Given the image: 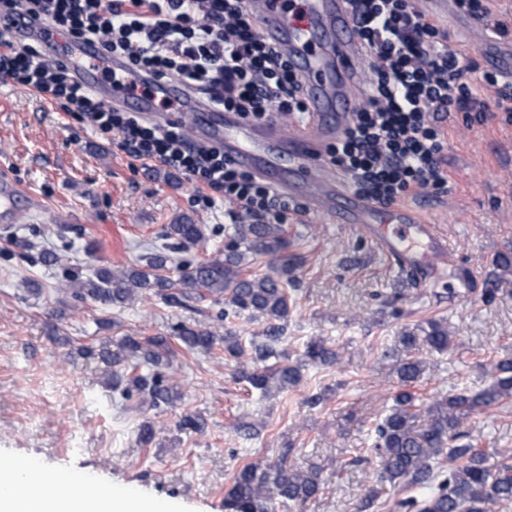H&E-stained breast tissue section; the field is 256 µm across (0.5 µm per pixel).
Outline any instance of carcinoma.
<instances>
[{"label":"carcinoma","mask_w":512,"mask_h":512,"mask_svg":"<svg viewBox=\"0 0 512 512\" xmlns=\"http://www.w3.org/2000/svg\"><path fill=\"white\" fill-rule=\"evenodd\" d=\"M163 237L170 245L144 256L137 263L114 269L102 266L92 274L67 277L62 292L80 303L94 302L104 308L123 307L151 297L185 306L210 301L216 318L229 320L247 316L261 319L264 336L251 342L250 364L240 336L229 330L222 336L225 363L235 368L252 389L266 393L276 387L297 385L307 366L333 367L339 351L322 337L311 338L298 358L292 360L281 348L290 313L288 289L296 287L295 272L300 257L291 252L282 224H237L225 234L224 246L196 261H174L181 253L206 242L205 225L188 219L168 224ZM265 259L264 267L245 273L248 258ZM175 339L187 350L209 349L217 337L201 326L180 325ZM403 344L443 353L453 343L448 325L431 321L420 332L402 336ZM88 354L105 365L107 388L127 413L144 416L138 428L141 444L151 443V411L171 408L183 394L170 376L174 351L168 336L143 338L126 333L105 339ZM421 372V362L403 360L396 368L399 389L394 405L370 433V451L378 460L372 484L359 512H374L386 506L381 501L390 490L409 495L394 502L397 512H507L512 507V449H494L503 457L489 465V454L466 442L465 425L471 415L512 397V357H504L486 368L487 386L476 392L463 389L442 397L427 408L423 423L412 411L413 396L407 390ZM201 415L182 416L179 428L188 433L203 431ZM290 449L274 462H251L238 469L224 494V512H278L281 507L317 497L325 479L322 469L299 470L287 463ZM457 463L444 468L443 459Z\"/></svg>","instance_id":"1"}]
</instances>
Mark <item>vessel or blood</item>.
Here are the masks:
<instances>
[{"label": "vessel or blood", "mask_w": 512, "mask_h": 512, "mask_svg": "<svg viewBox=\"0 0 512 512\" xmlns=\"http://www.w3.org/2000/svg\"><path fill=\"white\" fill-rule=\"evenodd\" d=\"M423 2L443 18L458 21L474 44L485 43L488 23L463 14L458 0ZM255 10L263 34L281 44L306 81L309 118L305 123L286 129L275 120L248 122L187 96L181 85L172 82L159 85L155 98L135 96L99 82L98 66L115 73L127 70L122 59L105 55L100 46L56 35L45 38L42 28L21 10L0 17V24L24 39H48L51 53L105 102L161 122L177 117L192 140L223 147L225 159L234 167L254 171L289 198L304 199L307 214L372 229L379 245L405 268L438 269L447 259V247L417 209L375 204L355 194L334 168L322 162L326 146L347 128L360 88L359 42L345 0H297L291 15L284 13L282 0H255ZM159 96L178 102L176 115L157 111ZM18 195L13 179L1 175V223H16L20 214L34 211V202L19 200Z\"/></svg>", "instance_id": "obj_1"}]
</instances>
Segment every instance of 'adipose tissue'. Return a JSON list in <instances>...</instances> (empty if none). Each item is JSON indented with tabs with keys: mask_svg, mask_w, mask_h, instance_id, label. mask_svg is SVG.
<instances>
[{
	"mask_svg": "<svg viewBox=\"0 0 512 512\" xmlns=\"http://www.w3.org/2000/svg\"><path fill=\"white\" fill-rule=\"evenodd\" d=\"M0 512H175L168 503L135 496L106 480L79 492L67 470L28 460H0Z\"/></svg>",
	"mask_w": 512,
	"mask_h": 512,
	"instance_id": "adipose-tissue-1",
	"label": "adipose tissue"
}]
</instances>
